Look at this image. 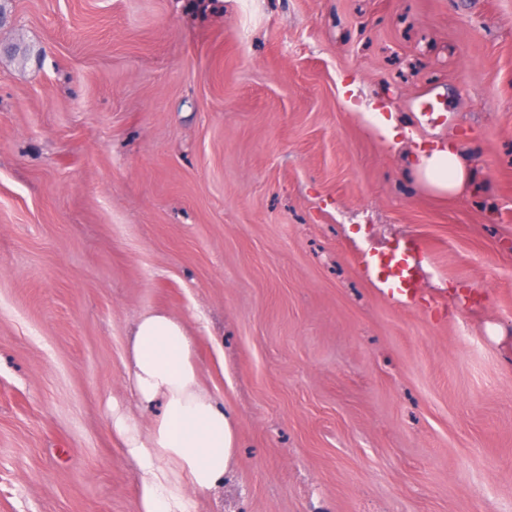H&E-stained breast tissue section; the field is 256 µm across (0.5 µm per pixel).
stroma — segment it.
Returning <instances> with one entry per match:
<instances>
[{"instance_id": "35a3bbf8", "label": "stroma", "mask_w": 512, "mask_h": 512, "mask_svg": "<svg viewBox=\"0 0 512 512\" xmlns=\"http://www.w3.org/2000/svg\"><path fill=\"white\" fill-rule=\"evenodd\" d=\"M410 238L404 305L362 260ZM155 310L235 422L191 512H512V0H7L0 512H138ZM413 155L419 178L437 192H455L470 184L472 173L452 142L439 141L429 151Z\"/></svg>"}]
</instances>
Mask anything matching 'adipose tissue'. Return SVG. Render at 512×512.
<instances>
[{
    "label": "adipose tissue",
    "mask_w": 512,
    "mask_h": 512,
    "mask_svg": "<svg viewBox=\"0 0 512 512\" xmlns=\"http://www.w3.org/2000/svg\"><path fill=\"white\" fill-rule=\"evenodd\" d=\"M414 160L419 178L437 192L471 180L451 142H438ZM193 347L183 321L163 311L141 314L131 330L130 385L143 404H162L146 428L122 415L112 420L140 474L139 512H189L190 492L222 483L235 457L233 418L202 387Z\"/></svg>",
    "instance_id": "obj_1"
}]
</instances>
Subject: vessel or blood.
<instances>
[{
    "instance_id": "1",
    "label": "vessel or blood",
    "mask_w": 512,
    "mask_h": 512,
    "mask_svg": "<svg viewBox=\"0 0 512 512\" xmlns=\"http://www.w3.org/2000/svg\"><path fill=\"white\" fill-rule=\"evenodd\" d=\"M421 250V243L410 239L400 246L398 253H376L366 258L364 269L387 298L409 305L418 297L416 273Z\"/></svg>"
}]
</instances>
